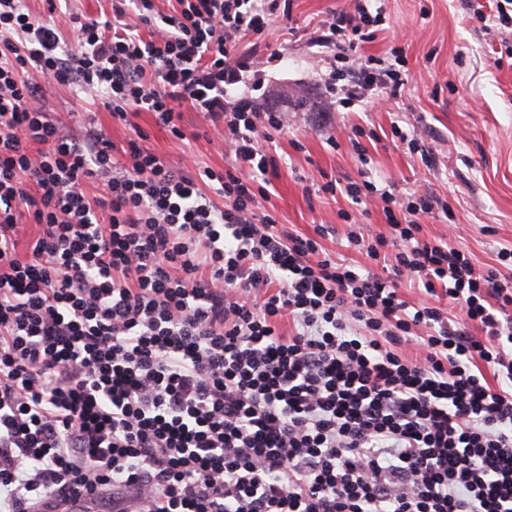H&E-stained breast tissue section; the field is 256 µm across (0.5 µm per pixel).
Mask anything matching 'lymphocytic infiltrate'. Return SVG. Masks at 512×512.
<instances>
[{"label": "lymphocytic infiltrate", "instance_id": "f902f5d3", "mask_svg": "<svg viewBox=\"0 0 512 512\" xmlns=\"http://www.w3.org/2000/svg\"><path fill=\"white\" fill-rule=\"evenodd\" d=\"M280 7L112 0L105 21L68 14L74 52L0 0V512H512V249L476 268L421 238L437 199L370 181L344 189L385 204L387 233L347 234L365 267L332 257L325 226L259 212L288 120L256 93L282 54L240 44ZM383 20L353 0L316 43L356 49ZM334 77L345 104L405 84L371 55ZM45 83L179 139L183 109L202 113L237 168L198 177L139 139L67 133Z\"/></svg>", "mask_w": 512, "mask_h": 512}]
</instances>
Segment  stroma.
<instances>
[{"mask_svg":"<svg viewBox=\"0 0 512 512\" xmlns=\"http://www.w3.org/2000/svg\"><path fill=\"white\" fill-rule=\"evenodd\" d=\"M465 3L384 0V29L360 52L386 57L398 50L408 82L381 108L336 105L325 87L335 61L310 42L313 27L350 0H291L289 14L272 17L264 44L242 42V49L262 54L286 47L265 85L268 106L288 114V132L274 142L278 170L269 176L263 204L280 224L308 235L316 225L332 227L324 246L337 258L367 264L346 235L386 231L382 202L359 208L347 195L320 187L369 180L399 199L416 191L447 202V214L423 217L422 234L452 242L476 267L495 265L498 249L512 246V43L496 38ZM42 94L47 112L70 113L73 129L100 123L119 148L132 135L75 87L46 84ZM138 124L147 134L144 147L172 168L191 159L198 168L221 171L232 161L200 113L184 111L182 140L150 113H141ZM395 125L415 131L422 151L395 141ZM346 211L358 213L357 224L347 226Z\"/></svg>","mask_w":512,"mask_h":512,"instance_id":"stroma-1","label":"stroma"}]
</instances>
